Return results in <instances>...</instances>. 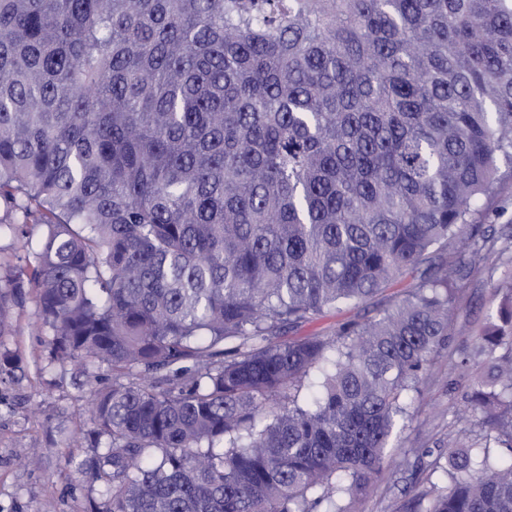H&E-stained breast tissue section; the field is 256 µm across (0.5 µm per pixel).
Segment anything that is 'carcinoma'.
I'll return each instance as SVG.
<instances>
[{
    "label": "carcinoma",
    "instance_id": "1",
    "mask_svg": "<svg viewBox=\"0 0 512 512\" xmlns=\"http://www.w3.org/2000/svg\"><path fill=\"white\" fill-rule=\"evenodd\" d=\"M512 171V0H0V336L37 290L105 512H355ZM411 279L331 336L285 337ZM482 433L400 512H512V288ZM500 449L493 455L490 445ZM22 246L21 240L14 237L9 231L3 230L0 235V263L25 266L28 258Z\"/></svg>",
    "mask_w": 512,
    "mask_h": 512
}]
</instances>
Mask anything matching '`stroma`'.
Wrapping results in <instances>:
<instances>
[{
  "label": "stroma",
  "instance_id": "35a3bbf8",
  "mask_svg": "<svg viewBox=\"0 0 512 512\" xmlns=\"http://www.w3.org/2000/svg\"><path fill=\"white\" fill-rule=\"evenodd\" d=\"M486 237L512 229V178L504 179L479 218ZM512 286V256L491 250L483 271L470 274L462 297L450 315V346L472 344L491 315L499 289ZM20 330L0 337V355L16 358L12 374L0 376V512H105L99 487L90 486L79 467L92 456L90 444L66 447V435H87L89 402L102 386L106 369L79 371L50 365L48 333L33 332L38 319L34 291H27L14 310ZM474 374L458 375L447 354H440L410 408L411 422L394 440L393 456L402 460L409 448H424L421 478L441 481L435 462L445 461L448 437L461 430L479 432L480 417L465 395ZM396 463L376 477L357 512H393L403 498L405 479Z\"/></svg>",
  "mask_w": 512,
  "mask_h": 512
}]
</instances>
